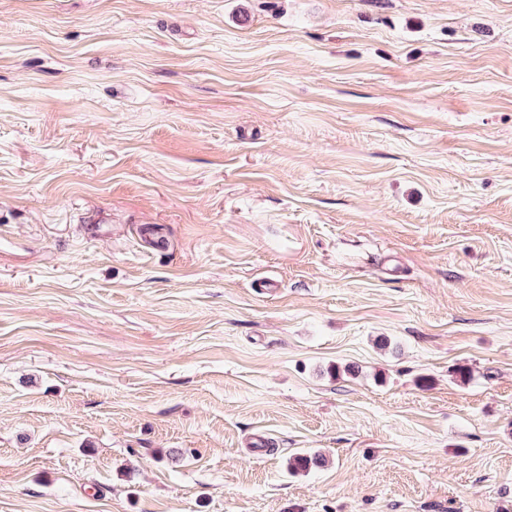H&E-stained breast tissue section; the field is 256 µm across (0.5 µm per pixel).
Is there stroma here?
Instances as JSON below:
<instances>
[{
    "label": "stroma",
    "instance_id": "35a3bbf8",
    "mask_svg": "<svg viewBox=\"0 0 512 512\" xmlns=\"http://www.w3.org/2000/svg\"><path fill=\"white\" fill-rule=\"evenodd\" d=\"M0 512H512V0H0Z\"/></svg>",
    "mask_w": 512,
    "mask_h": 512
}]
</instances>
